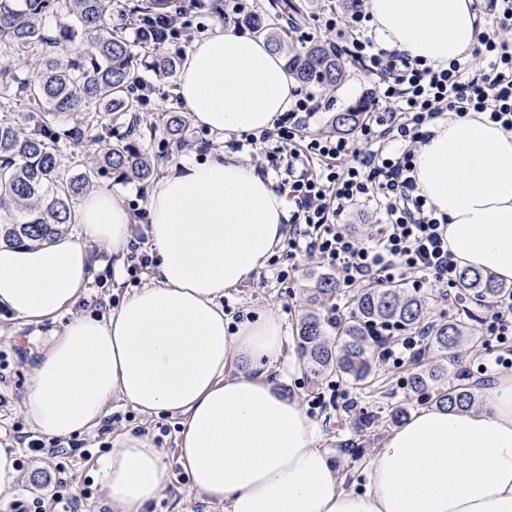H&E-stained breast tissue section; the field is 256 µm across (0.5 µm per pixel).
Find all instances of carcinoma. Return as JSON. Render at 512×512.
Segmentation results:
<instances>
[{"label":"carcinoma","instance_id":"carcinoma-1","mask_svg":"<svg viewBox=\"0 0 512 512\" xmlns=\"http://www.w3.org/2000/svg\"><path fill=\"white\" fill-rule=\"evenodd\" d=\"M169 0H144L139 6L148 19L164 13ZM55 9L51 0H0V47L25 49L35 44L54 48L82 47V61L67 64L56 57L40 63L36 79L18 80V91L43 107L41 122L49 125L69 112H134L140 98L134 90L144 85L142 67L172 74L174 58L161 52L151 40L141 49L150 61L142 65L131 45L120 34L108 30L106 17L112 0H63L68 22L59 36H47L44 19ZM305 0H272L262 13L250 17L253 29L265 37L273 51H288V74L304 85L335 89L347 77V67L337 49L311 42L300 51L287 50L288 26L304 18ZM363 116L355 106L333 117L336 130H352ZM102 170L146 181L152 168L139 143L120 140L111 143L89 168L74 178L60 173L57 148L49 140L29 134L16 123L0 121V240L9 244L49 242L76 223L75 201L89 188ZM458 287L475 300L494 299L512 288L489 274L474 269L460 272ZM337 282L326 275L317 278L309 297L312 304L328 299ZM350 319L335 326L336 336L326 334L325 322L312 311L298 328V349L304 367L315 376L333 372L356 384H368L376 366L377 339L373 328L382 323L404 330L423 326L426 300L397 284L370 286L357 291ZM471 328L461 321L435 324L429 331L428 347L435 364L420 369L408 384L416 391L436 387L459 361L462 340ZM475 402L471 388L452 386L437 394L436 403L450 408H467Z\"/></svg>","mask_w":512,"mask_h":512}]
</instances>
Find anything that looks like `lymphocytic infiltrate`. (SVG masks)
<instances>
[{
  "label": "lymphocytic infiltrate",
  "mask_w": 512,
  "mask_h": 512,
  "mask_svg": "<svg viewBox=\"0 0 512 512\" xmlns=\"http://www.w3.org/2000/svg\"><path fill=\"white\" fill-rule=\"evenodd\" d=\"M367 19L364 0H355L344 17H325L320 27L324 34L347 30L346 54L379 78L355 135L303 139L317 112L310 95L296 97L275 125L280 145L292 149L285 172L297 207L284 250L290 258L303 252L326 261L347 286L364 278L382 284L412 278L453 288L459 269L448 249V219L418 193L415 158L427 124L447 112H478L512 132V42L485 35L475 59L434 67L388 53L366 35ZM300 139L304 149L294 151ZM312 156H349L353 163L341 173L331 167L312 173L304 164ZM366 201L376 203L383 222L361 238L339 219Z\"/></svg>",
  "instance_id": "f902f5d3"
}]
</instances>
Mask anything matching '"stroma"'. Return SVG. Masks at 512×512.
Returning <instances> with one entry per match:
<instances>
[{
  "label": "stroma",
  "mask_w": 512,
  "mask_h": 512,
  "mask_svg": "<svg viewBox=\"0 0 512 512\" xmlns=\"http://www.w3.org/2000/svg\"><path fill=\"white\" fill-rule=\"evenodd\" d=\"M220 0H205L201 9L189 11L188 24L181 40L164 46L163 51L173 56L185 53L195 39L233 27V20L224 17ZM48 52L47 47L0 53V119L22 125L37 136L51 137L60 154V171L71 177L83 171L85 165L108 143L121 139L138 140L142 149L155 166L153 176L139 182L106 171L96 176L93 186L107 189L123 200L133 220V234L139 239L140 253L150 254L151 245L144 234L147 230V206L153 189L179 163L202 158L221 151L234 153L242 162L252 167L262 177L272 179L280 194H287L284 172L275 158L276 144L268 142L254 147L245 145L243 136L217 134L199 125L193 117L186 116L185 133L174 138L165 128L163 117L168 112H182L185 107L178 93L177 76L149 71L139 96L141 103L134 112H71L60 116L50 127L40 123L42 106L34 100L16 94L14 78H33L40 62ZM349 77L334 92L317 91L318 111L306 130L310 136L330 135L329 119L335 113L365 104L370 92L377 85L376 76L364 71L353 60L347 61ZM91 257L96 262L94 280L76 309L85 313H105L119 307L135 285L126 283L116 288L112 285V255L93 249ZM296 266L288 279H280L278 266L264 264L242 285L224 293V315L230 328L263 312L276 311L285 325V340L279 361L273 366L270 377L287 396L308 402L313 396L324 398L322 409L316 410L313 419L321 428L320 445L338 463L349 486L361 489L367 483L364 464L368 456L380 448L386 435L395 428L391 415L404 410L406 415L434 405L435 391L419 395L410 391L407 379L417 369L413 359L397 360L378 358L377 378L372 386L362 387L346 381H335L333 375L316 377L299 362L297 327L312 308L308 296L316 279L330 268L326 262L296 255ZM423 294L432 302L426 313L430 323L462 320L468 323L474 339L465 344L466 357L461 366L449 367L444 386L465 384L474 388L483 383L477 371L480 363L506 352V345L482 335L481 322L487 314L485 303L464 296L459 289L431 284L423 287ZM352 288L341 287L339 294L318 310L322 318L344 319L352 311ZM61 322L48 321L28 325L0 310V444L14 443L16 431H29L30 424L23 412L22 401L29 381L31 367L38 350L51 336L60 331ZM167 425V432H160V425ZM178 431L176 418L167 417L155 422L143 414L134 413L131 406L119 399H112L106 407L101 425L86 433L85 441L92 448H111L113 441L124 433L147 435L155 446L161 448L167 472V488L163 498L150 512H224L223 507L208 503L193 491L189 476L177 463L175 436ZM353 447L342 450L343 442ZM98 459L86 460L76 456L28 458L21 471L22 479L11 491L0 493V512H13L15 501H29L39 490L52 488L59 471H66L69 483L64 491L68 497H83V512H112L105 504Z\"/></svg>",
  "instance_id": "stroma-1"
}]
</instances>
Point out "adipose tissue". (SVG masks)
I'll use <instances>...</instances> for the list:
<instances>
[{
    "label": "adipose tissue",
    "instance_id": "1",
    "mask_svg": "<svg viewBox=\"0 0 512 512\" xmlns=\"http://www.w3.org/2000/svg\"><path fill=\"white\" fill-rule=\"evenodd\" d=\"M378 35L430 65L463 57L483 19L475 0H370ZM195 121L260 134L288 111L293 83L260 37L234 29L197 39L179 75ZM416 157L418 188L448 218L459 266L512 282V132L472 112L438 119ZM152 283L106 315H72L86 292L91 246L124 254L130 215L109 190L79 202L78 235L0 243V309L39 325L68 316L41 351L23 397L49 438L97 427L112 398L180 419L179 462L224 512H512V376L478 386L471 408L432 406L371 456L364 489L347 487L320 429L268 372L284 326L275 313L229 330L225 290L246 282L284 237L271 180L221 153L172 170L148 203ZM99 474L112 512H148L165 489L159 448L127 435Z\"/></svg>",
    "mask_w": 512,
    "mask_h": 512
}]
</instances>
